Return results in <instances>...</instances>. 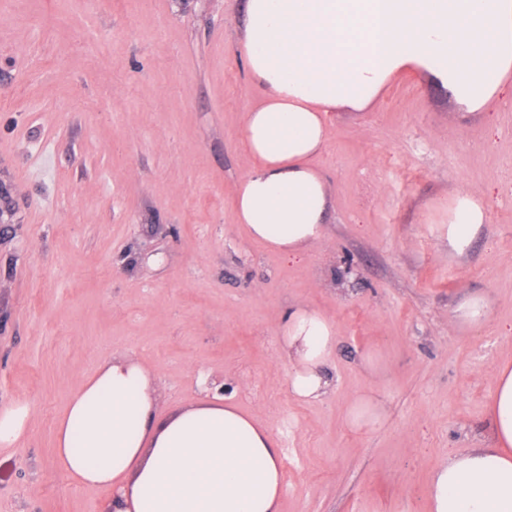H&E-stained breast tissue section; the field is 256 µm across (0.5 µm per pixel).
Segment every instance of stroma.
Here are the masks:
<instances>
[{"label":"stroma","instance_id":"1","mask_svg":"<svg viewBox=\"0 0 512 512\" xmlns=\"http://www.w3.org/2000/svg\"><path fill=\"white\" fill-rule=\"evenodd\" d=\"M242 0H0V405L30 430L0 447V512H106L111 490L55 461L56 425L112 358L156 380L157 411L219 396L283 450L282 512H428L442 459L490 435L493 370L512 361V105L457 108L418 74L331 113L314 159L332 195L298 260L236 221L245 110L263 91L238 50ZM486 205L464 255L458 193ZM483 294L493 321L460 326ZM336 324L330 393L289 389L278 323ZM379 352L383 370L363 356ZM371 389L369 433L344 410ZM454 313L456 319L469 329H479L493 319L491 303L481 294L463 297L457 303ZM386 410L382 401L372 392L358 393L345 409L344 420L356 431H368L381 424Z\"/></svg>","mask_w":512,"mask_h":512}]
</instances>
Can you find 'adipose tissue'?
<instances>
[{
	"label": "adipose tissue",
	"instance_id": "ef3b65f1",
	"mask_svg": "<svg viewBox=\"0 0 512 512\" xmlns=\"http://www.w3.org/2000/svg\"><path fill=\"white\" fill-rule=\"evenodd\" d=\"M239 28L240 54L264 95L244 114L254 164L238 185L236 219L288 257L325 235L332 197L312 160L330 113L366 110L409 70L468 112L512 86V0H245ZM485 219L480 199L458 195L449 247L464 255ZM279 333L292 394L327 395L321 367L336 349L334 321L297 303ZM155 400L150 373L132 357L102 365L58 420V466L77 483L116 488L111 512H281L282 454L265 426L227 401L160 419ZM385 415L364 391L344 420L364 432ZM488 416V444L434 466L429 512H512L511 365L494 370Z\"/></svg>",
	"mask_w": 512,
	"mask_h": 512
}]
</instances>
